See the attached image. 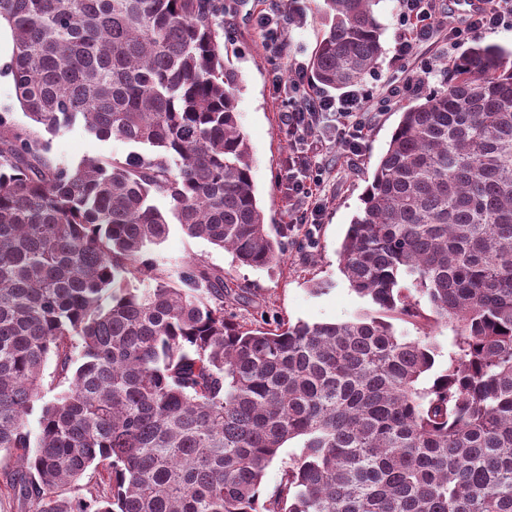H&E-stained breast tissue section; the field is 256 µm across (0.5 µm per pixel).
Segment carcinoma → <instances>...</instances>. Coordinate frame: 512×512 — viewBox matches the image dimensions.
Instances as JSON below:
<instances>
[{"mask_svg":"<svg viewBox=\"0 0 512 512\" xmlns=\"http://www.w3.org/2000/svg\"><path fill=\"white\" fill-rule=\"evenodd\" d=\"M376 2L323 0L314 85L376 68ZM0 26L26 116L134 146L56 166L0 114L7 494L28 512H512V49L475 42L401 112L339 251L375 314L271 324L238 321L246 291L204 261L145 257L172 224L244 266L288 251L256 195L224 0H0ZM394 319L451 328L431 385L437 348ZM51 358L64 389L33 435ZM302 442L300 439H294L290 442H287L284 445V448H281L278 456L273 460L271 465L267 468L263 485L266 490L272 491L274 487L278 484L282 469L285 465H287L290 458L300 453Z\"/></svg>","mask_w":512,"mask_h":512,"instance_id":"1","label":"carcinoma"}]
</instances>
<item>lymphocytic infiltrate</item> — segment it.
<instances>
[{
  "label": "lymphocytic infiltrate",
  "instance_id": "obj_1",
  "mask_svg": "<svg viewBox=\"0 0 512 512\" xmlns=\"http://www.w3.org/2000/svg\"><path fill=\"white\" fill-rule=\"evenodd\" d=\"M399 32L396 57L404 59L413 54L416 47L428 40L435 28L436 10L424 6L423 0H399ZM512 25V0H477L465 27H452L448 36L458 40L471 33ZM287 106V131L296 150L288 160L285 183L288 199L300 224L315 223L310 208L313 185L321 181V170L311 157V136L325 124L335 130L334 144L344 153L360 155L365 141V106L369 94L355 90L342 103L314 93L312 84L303 68H295L287 83L283 85Z\"/></svg>",
  "mask_w": 512,
  "mask_h": 512
}]
</instances>
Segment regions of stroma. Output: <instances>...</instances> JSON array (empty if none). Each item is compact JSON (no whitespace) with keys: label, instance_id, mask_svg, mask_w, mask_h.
Instances as JSON below:
<instances>
[{"label":"stroma","instance_id":"1","mask_svg":"<svg viewBox=\"0 0 512 512\" xmlns=\"http://www.w3.org/2000/svg\"><path fill=\"white\" fill-rule=\"evenodd\" d=\"M224 5V43L228 59L238 73V120L251 148L257 195L267 223L290 224L295 215L283 181L290 144L283 91L275 84L274 76L285 73L295 63L308 61L322 34L321 0H297L295 18L285 27L287 46L278 55L268 51L265 33L257 25L259 13L265 7L263 0H224ZM440 6L449 12L445 25L437 27L433 37L418 45L412 55L398 61L394 48L400 5L398 0H379L375 13L382 27L383 55L373 76L361 82L362 87L373 91L366 115L365 146L357 156L346 155L329 144L319 146L317 159L323 182L315 196L319 211L313 226V247L303 251L289 248L280 263L269 269H256L236 264L231 254L205 239L188 236L174 224L165 241L153 248V258L169 265L197 258L222 270L231 288L248 291L251 305L237 311L239 318L245 320L264 317L271 321L284 318L293 322L338 323L370 310V303L351 290L341 274L339 248L402 108L417 99L413 91L390 97L392 80L417 78L423 63L431 59L435 62L434 73L424 88L436 90L447 81L446 64L460 57L472 40L512 48V27L506 26L481 31L472 40L450 42L449 27L463 25L464 17L458 0H441ZM11 53L10 34L2 32L0 113L9 115L19 127L41 133L54 163L73 167L88 157L123 156L130 152V144L117 138L98 140L78 123L52 134L42 132L40 125L32 123L21 110L12 77L3 66Z\"/></svg>","mask_w":512,"mask_h":512}]
</instances>
